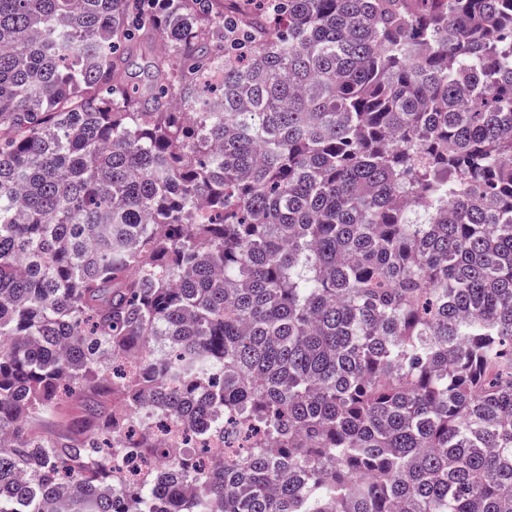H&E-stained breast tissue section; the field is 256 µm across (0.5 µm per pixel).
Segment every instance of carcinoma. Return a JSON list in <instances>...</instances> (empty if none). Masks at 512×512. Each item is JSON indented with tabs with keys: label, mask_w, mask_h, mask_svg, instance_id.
<instances>
[{
	"label": "carcinoma",
	"mask_w": 512,
	"mask_h": 512,
	"mask_svg": "<svg viewBox=\"0 0 512 512\" xmlns=\"http://www.w3.org/2000/svg\"><path fill=\"white\" fill-rule=\"evenodd\" d=\"M0 512H512V0H0ZM149 53L142 55L136 54L129 63L128 77L133 83L140 86V89L144 92L149 91V79H148V63ZM80 408L77 399H72L64 405L63 412L54 419L45 420L38 425V429L46 434H64L70 422L79 414Z\"/></svg>",
	"instance_id": "1"
}]
</instances>
